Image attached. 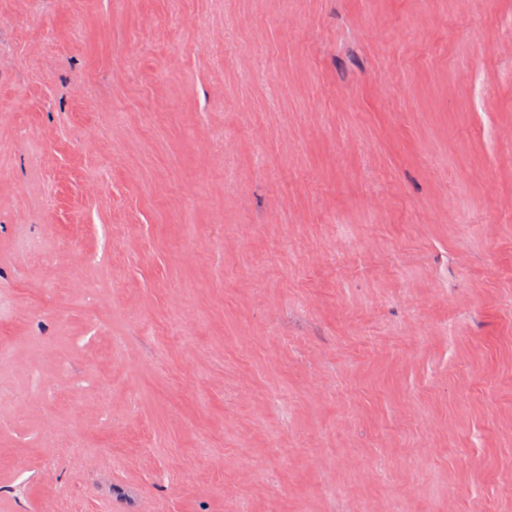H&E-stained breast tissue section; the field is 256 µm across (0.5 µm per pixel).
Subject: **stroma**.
I'll use <instances>...</instances> for the list:
<instances>
[{"mask_svg":"<svg viewBox=\"0 0 512 512\" xmlns=\"http://www.w3.org/2000/svg\"><path fill=\"white\" fill-rule=\"evenodd\" d=\"M1 337L27 512H512V0H0Z\"/></svg>","mask_w":512,"mask_h":512,"instance_id":"stroma-1","label":"stroma"}]
</instances>
